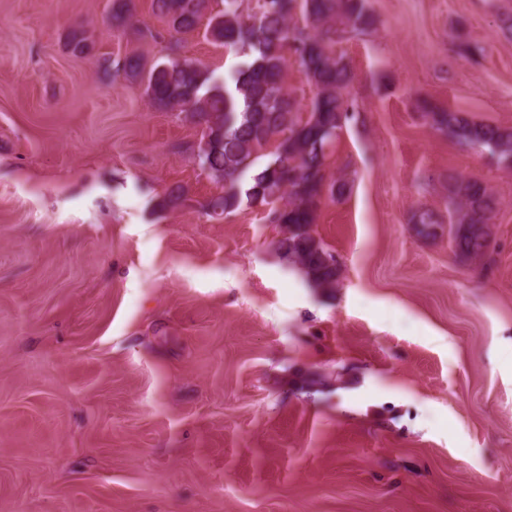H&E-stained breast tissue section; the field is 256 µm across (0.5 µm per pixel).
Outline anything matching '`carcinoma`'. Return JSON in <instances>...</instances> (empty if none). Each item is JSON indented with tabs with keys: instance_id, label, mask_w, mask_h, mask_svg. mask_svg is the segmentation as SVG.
<instances>
[{
	"instance_id": "1",
	"label": "carcinoma",
	"mask_w": 512,
	"mask_h": 512,
	"mask_svg": "<svg viewBox=\"0 0 512 512\" xmlns=\"http://www.w3.org/2000/svg\"><path fill=\"white\" fill-rule=\"evenodd\" d=\"M243 0H224L211 13V0H153V9L175 32L197 29L241 58L219 83L191 60L169 59L145 68L137 55L103 60L114 79L146 80V92L164 110L186 113L204 126L197 160L208 176L224 180V192L205 205L206 214L224 215L242 203L268 205L282 200L272 222L284 226L279 248L313 288L331 291L340 269L311 232L325 194H343L345 185L328 181L327 151L339 132L357 120L346 96L352 72L332 45L345 32H364L371 24L366 0H254L243 13ZM300 11L305 24L292 22ZM131 0H113L112 27L131 26ZM296 55L316 93L308 112L287 91L286 51ZM420 111L432 126L464 148H482L512 167V128L473 120L459 110L426 101ZM272 148L270 160L248 174L258 153ZM496 202L488 187L457 179L448 189L449 233L464 259L484 256L491 246V215ZM419 233L430 235L437 223L430 210L415 215Z\"/></svg>"
}]
</instances>
